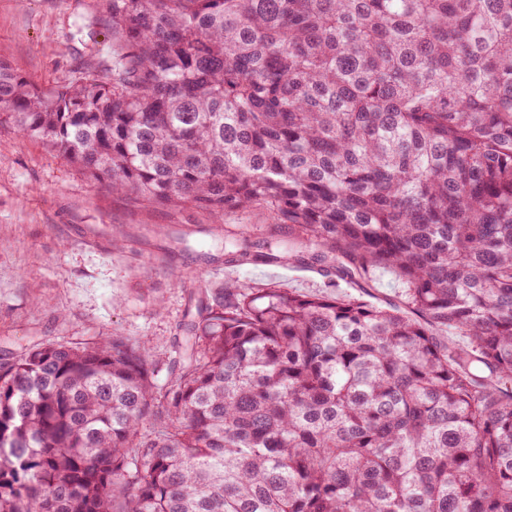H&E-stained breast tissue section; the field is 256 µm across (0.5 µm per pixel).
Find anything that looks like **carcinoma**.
Wrapping results in <instances>:
<instances>
[{"label": "carcinoma", "instance_id": "cac0c4a2", "mask_svg": "<svg viewBox=\"0 0 512 512\" xmlns=\"http://www.w3.org/2000/svg\"><path fill=\"white\" fill-rule=\"evenodd\" d=\"M104 7L112 60L0 62V117L116 193L298 231L231 263L313 247L406 309L226 282L163 381L118 334L29 347L0 512H512V0Z\"/></svg>", "mask_w": 512, "mask_h": 512}]
</instances>
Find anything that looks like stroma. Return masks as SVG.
<instances>
[{
  "instance_id": "1",
  "label": "stroma",
  "mask_w": 512,
  "mask_h": 512,
  "mask_svg": "<svg viewBox=\"0 0 512 512\" xmlns=\"http://www.w3.org/2000/svg\"><path fill=\"white\" fill-rule=\"evenodd\" d=\"M106 28L101 0H0V60L48 88L97 67ZM291 233L259 205L215 219L114 193L0 123V358L116 332L164 361L200 290L230 280L403 306L404 285L388 268L354 282L294 258L224 262L226 242Z\"/></svg>"
}]
</instances>
